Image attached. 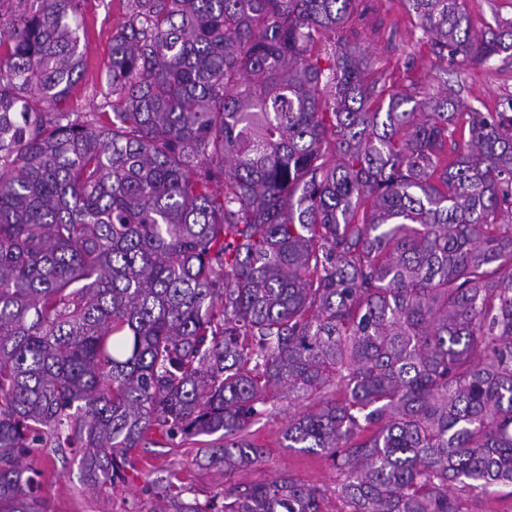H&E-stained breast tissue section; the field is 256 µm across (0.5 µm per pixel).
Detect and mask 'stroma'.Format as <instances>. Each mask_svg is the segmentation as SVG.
<instances>
[{"label":"stroma","instance_id":"obj_1","mask_svg":"<svg viewBox=\"0 0 512 512\" xmlns=\"http://www.w3.org/2000/svg\"><path fill=\"white\" fill-rule=\"evenodd\" d=\"M125 0H87L83 17L86 44L84 74L70 95V111L85 115L102 109L104 74L109 63L112 35L126 20ZM346 37L369 63L370 77L384 93L401 91L418 82L434 93L451 92L461 112L478 109L492 112L512 98V58L498 56L486 67H448L423 40L399 0H364ZM303 405L280 400L272 415L257 417L246 429L265 450L262 463L220 474L199 461L198 447L184 442L171 448L164 444L139 449L140 472L124 470L109 491L92 494L76 449L54 453L39 479V495L48 512H149L158 495L143 472L157 465L182 472L191 485L185 499L204 512H219L225 483L268 482L283 473L325 492L323 512H344L336 487L342 476L333 458L286 447L283 432L291 416Z\"/></svg>","mask_w":512,"mask_h":512}]
</instances>
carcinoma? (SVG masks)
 I'll return each instance as SVG.
<instances>
[{
    "label": "carcinoma",
    "instance_id": "cac0c4a2",
    "mask_svg": "<svg viewBox=\"0 0 512 512\" xmlns=\"http://www.w3.org/2000/svg\"><path fill=\"white\" fill-rule=\"evenodd\" d=\"M451 64L512 56L464 0H400ZM361 0H126L104 106L61 108L83 0H0V512H46L24 460L80 449L112 487L152 436L263 461L269 388L312 400L345 512H466L512 487V100L461 113L367 82ZM330 34L334 48L316 46ZM163 504L182 474L150 480ZM291 476L224 512H322Z\"/></svg>",
    "mask_w": 512,
    "mask_h": 512
}]
</instances>
